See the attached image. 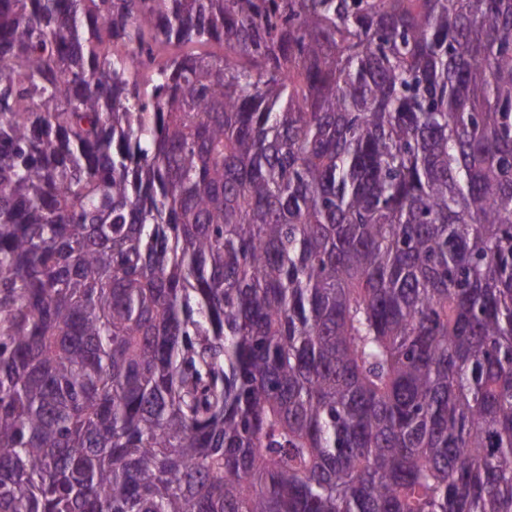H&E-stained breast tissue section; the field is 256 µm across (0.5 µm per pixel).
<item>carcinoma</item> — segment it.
I'll list each match as a JSON object with an SVG mask.
<instances>
[{
  "mask_svg": "<svg viewBox=\"0 0 512 512\" xmlns=\"http://www.w3.org/2000/svg\"><path fill=\"white\" fill-rule=\"evenodd\" d=\"M0 512H512V0H0Z\"/></svg>",
  "mask_w": 512,
  "mask_h": 512,
  "instance_id": "carcinoma-1",
  "label": "carcinoma"
}]
</instances>
